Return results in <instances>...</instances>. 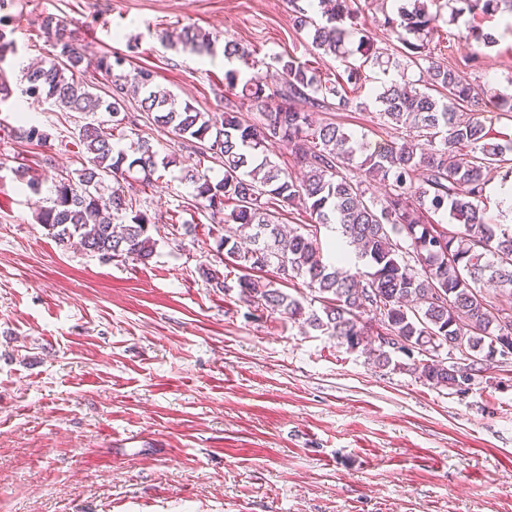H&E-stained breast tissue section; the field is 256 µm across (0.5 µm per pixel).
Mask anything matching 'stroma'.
<instances>
[{
  "label": "stroma",
  "mask_w": 512,
  "mask_h": 512,
  "mask_svg": "<svg viewBox=\"0 0 512 512\" xmlns=\"http://www.w3.org/2000/svg\"><path fill=\"white\" fill-rule=\"evenodd\" d=\"M308 6L309 0H297ZM293 4V5H296ZM288 0H8L15 51L0 71V512H512V363L494 364L465 394L380 368L304 324L240 302L238 272L217 250L222 218L192 205L179 180L189 150L166 130L138 134L175 166L150 187H125L155 216L152 258L105 261L57 243L35 218L51 195L16 179L80 169L74 140L87 120L18 93L22 64L48 58L43 16L64 19L87 58L148 67L178 100L221 114L224 80L274 79L293 57L335 75L341 65L292 27ZM437 58L471 83L512 96V15L450 19ZM498 43L471 61V25ZM192 26L254 50L257 66L222 51L170 46ZM358 90L362 110L333 102L316 116L369 144L395 130ZM47 145L14 139L18 114ZM222 269L211 287L199 265ZM141 435L138 449L123 447Z\"/></svg>",
  "instance_id": "obj_1"
}]
</instances>
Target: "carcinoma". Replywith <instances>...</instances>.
Wrapping results in <instances>:
<instances>
[{
	"label": "carcinoma",
	"mask_w": 512,
	"mask_h": 512,
	"mask_svg": "<svg viewBox=\"0 0 512 512\" xmlns=\"http://www.w3.org/2000/svg\"><path fill=\"white\" fill-rule=\"evenodd\" d=\"M331 2L319 18L295 6L294 27L307 32L314 49L341 61L346 80L333 81L282 57L275 86L255 77L240 85L237 72L227 71V85L241 87L240 104L259 112L255 123L243 122L233 109L216 121L179 102L155 84L149 68L118 75L114 69L126 60L114 54L97 58L96 70L106 89L95 92L97 85L86 78L84 50L67 23L44 16L41 28L51 40L52 58L23 70L22 94L70 112H105L110 122L93 119L80 125L77 140L86 163L74 176L52 178L53 196L36 220L59 243L76 238L104 261L144 263L152 258L155 221L126 193L123 182L134 175L149 185L158 167L174 160L159 158L142 137L128 152L116 148L114 139L124 138L127 126L136 124V117L126 112L133 99L150 124L171 130L192 153L212 159L223 170L214 182L198 161L182 167L181 180L192 187L193 207L222 212L230 224L217 247L227 264L241 272L240 299L270 314L301 320L350 350L361 347L380 367L391 365L435 388L466 393L490 368L495 348L504 343L512 347V314L500 317L502 308L495 304L500 296H512V224H487L483 216L488 186L507 164L512 135L488 128L476 112L493 103L509 117L512 100L470 83L452 65L436 60L432 42L441 17L430 11L434 0H405L397 7L398 18L385 17L384 26L402 43L405 57L424 66L427 80L421 90L402 70L376 92L379 118L396 130L395 140L370 148L335 122H316L310 108L329 98L340 109L362 108L345 86L358 89L368 80L366 68L382 64L373 36L357 27L354 0ZM454 2L462 7L451 9L453 19L504 7L512 12V0ZM354 32L359 40L353 49L347 41ZM176 38L194 51L213 52L214 40L200 29L185 27ZM466 39L475 44V60L496 43L478 26L468 29ZM223 53L246 65L252 57L233 40L224 42ZM356 55L358 61H350ZM12 132L27 143L48 139L34 125L20 124ZM214 146L217 151H204ZM279 146L288 147L301 164V179L270 160V152ZM358 152L363 160L355 167ZM17 173L32 192L40 191L41 174L25 166ZM369 179L387 183L382 198L366 197L363 183ZM282 205L338 232L367 259L368 270H347L340 249L336 263L325 261L317 230L302 224L285 228ZM439 213L464 231L429 220ZM270 267L274 278L260 275ZM198 272L212 287L225 288L219 270L202 264ZM299 278L318 293L320 310L305 308L281 289ZM372 328L395 337L394 344L362 347ZM435 344L465 347L466 361L454 368L414 357V351Z\"/></svg>",
	"instance_id": "obj_1"
}]
</instances>
